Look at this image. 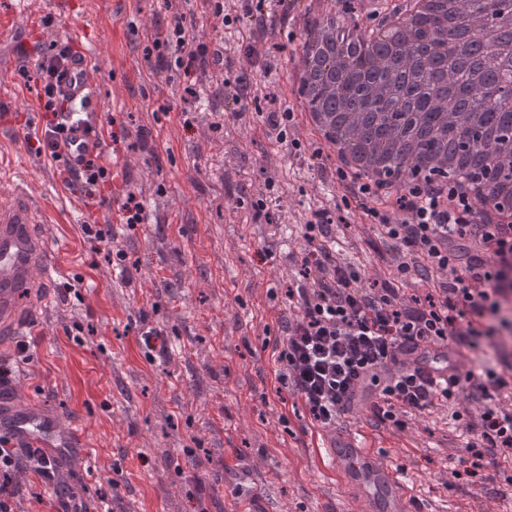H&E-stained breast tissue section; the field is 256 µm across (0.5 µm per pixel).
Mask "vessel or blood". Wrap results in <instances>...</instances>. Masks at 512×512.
Segmentation results:
<instances>
[{"mask_svg":"<svg viewBox=\"0 0 512 512\" xmlns=\"http://www.w3.org/2000/svg\"><path fill=\"white\" fill-rule=\"evenodd\" d=\"M101 61L85 51L70 57L56 78L58 98L79 106L85 118L73 123L70 143L64 153L70 167H77L79 155L103 152L107 140L104 128L86 118L95 109V89ZM55 222L46 208H33L25 195L14 196L9 208L0 207V335L22 336L27 321L17 318L19 295L35 281L34 269L49 271L52 249L43 238L33 236L29 224ZM422 367L438 380L446 379L449 365H463L464 353H450L438 347L419 353ZM34 448H62L64 434L56 419L37 404L21 400L0 402V435ZM373 433L367 428L325 430L316 437L314 455L318 468L335 479L349 512H414L406 483L395 468L374 449Z\"/></svg>","mask_w":512,"mask_h":512,"instance_id":"vessel-or-blood-1","label":"vessel or blood"}]
</instances>
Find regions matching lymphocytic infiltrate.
<instances>
[{
	"mask_svg": "<svg viewBox=\"0 0 512 512\" xmlns=\"http://www.w3.org/2000/svg\"><path fill=\"white\" fill-rule=\"evenodd\" d=\"M152 46L173 48L178 68L211 70L217 86H233V106H245L247 78L228 83L219 68L222 53L209 52L203 43L190 45L182 18L158 33ZM71 54V49H59L37 66L48 114L38 148L55 163L64 160L60 147L69 115L57 109L53 79ZM352 198L382 234L399 243L405 259L396 266L398 279L420 266L436 286L422 301L406 300L395 281L362 286L361 272L318 245L326 222L325 215H318L305 226L311 248L302 258L304 281L288 291L295 315L271 342L276 379L291 387L325 429L335 426L345 403L366 384L375 388L370 406L375 423L399 430L406 428L407 417L469 397L482 409L465 424L470 438L462 464L466 476L482 479L490 460L512 458V348L499 334L512 324V311L506 306L503 271L476 256L457 270L451 245L466 239L493 255L512 257V224L477 223L469 205L449 211L439 207L436 195L414 188L398 194L389 207L366 186ZM448 343L469 351L493 347L496 363L452 373L446 385L434 387L406 355L419 346Z\"/></svg>",
	"mask_w": 512,
	"mask_h": 512,
	"instance_id": "f902f5d3",
	"label": "lymphocytic infiltrate"
}]
</instances>
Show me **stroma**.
<instances>
[{"instance_id":"1","label":"stroma","mask_w":512,"mask_h":512,"mask_svg":"<svg viewBox=\"0 0 512 512\" xmlns=\"http://www.w3.org/2000/svg\"><path fill=\"white\" fill-rule=\"evenodd\" d=\"M113 2L68 0L64 12L54 0H0L30 25L0 39V159L9 168L0 197L25 191L63 217L30 227L60 246L40 286L53 301L21 299L39 332L27 355L5 350L0 365L19 397L60 418L69 447L57 471L86 512H231L238 502L256 512H346L314 467L319 426L279 387L263 340L294 314L288 289L301 279L302 226L315 211L330 220L326 246L367 280L392 271L397 246L344 206L329 156L279 143L266 123L267 113L296 107L288 76L299 13L285 12L279 32L262 37L218 25L207 0ZM177 14L191 37L222 52L225 77H248L245 111L228 109L202 73L167 70L145 54ZM65 46L106 61L92 119L119 142L105 161L110 182L93 189L36 151L43 83L22 70L28 57ZM131 193L144 212L129 230ZM94 223L114 227L123 266L83 238L81 225ZM152 328L167 340L166 358L146 357L140 336ZM373 433L421 512H512V462L449 487L469 439L449 408ZM14 482L21 512H56V483L32 481L23 465Z\"/></svg>"}]
</instances>
